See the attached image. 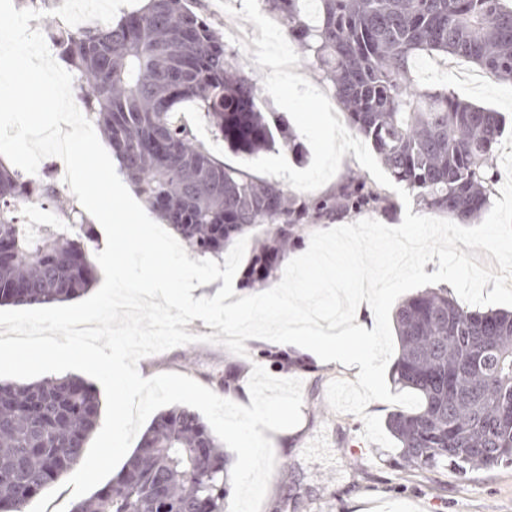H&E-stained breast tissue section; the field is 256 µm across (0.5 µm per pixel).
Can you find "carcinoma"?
Segmentation results:
<instances>
[{
    "label": "carcinoma",
    "instance_id": "1",
    "mask_svg": "<svg viewBox=\"0 0 512 512\" xmlns=\"http://www.w3.org/2000/svg\"><path fill=\"white\" fill-rule=\"evenodd\" d=\"M262 0L332 85L350 126L370 142L391 179L424 208L461 224L491 204L498 112L448 89L412 83L411 64L443 56L512 78V8L503 0ZM193 0H148L118 22L50 29L87 116L94 119L137 194L197 254L224 253L234 236L260 228L257 247L285 263L304 224L365 199L389 198L352 177L353 191L298 201L278 182L254 180L214 158L179 107L195 103L236 150L275 143L279 127L261 112L223 36ZM55 222L25 223L21 202ZM76 210L56 184L0 164V303L44 305L82 296L95 279L94 230L75 240L61 228ZM398 355L391 383L420 396L386 428L401 466L427 473L447 463L465 476L512 464V312L470 311L448 289H425L396 308ZM257 361L288 371V355ZM99 398L77 377L0 382V512L26 506L70 471L96 426ZM230 461L201 418L158 413L117 475L72 512H224Z\"/></svg>",
    "mask_w": 512,
    "mask_h": 512
}]
</instances>
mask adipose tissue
<instances>
[{
  "label": "adipose tissue",
  "instance_id": "adipose-tissue-1",
  "mask_svg": "<svg viewBox=\"0 0 512 512\" xmlns=\"http://www.w3.org/2000/svg\"><path fill=\"white\" fill-rule=\"evenodd\" d=\"M278 345L296 356H311L319 364L335 363L367 374L375 365L366 352V341L356 338L351 327L328 334L315 328L287 326L276 331ZM244 459L253 460L258 449L284 448L290 442L289 431L281 425V413L272 408L253 407L248 416L232 425Z\"/></svg>",
  "mask_w": 512,
  "mask_h": 512
}]
</instances>
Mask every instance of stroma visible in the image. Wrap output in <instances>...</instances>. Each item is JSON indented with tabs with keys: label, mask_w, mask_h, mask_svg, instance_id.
Returning a JSON list of instances; mask_svg holds the SVG:
<instances>
[{
	"label": "stroma",
	"mask_w": 512,
	"mask_h": 512,
	"mask_svg": "<svg viewBox=\"0 0 512 512\" xmlns=\"http://www.w3.org/2000/svg\"><path fill=\"white\" fill-rule=\"evenodd\" d=\"M232 9L224 11L216 0H197L196 9L208 17L224 35V42L235 51L242 73L255 84H262L268 71L235 42L234 30L242 20L236 10L242 0H229ZM443 59H418L413 79L421 88L454 91L460 98L489 107L504 115L506 131H512V81L478 73L468 79L450 75ZM421 213V206H413ZM401 199L392 207L368 205L358 210L337 212L309 224L297 253H304L311 233L373 218L385 225H399L406 211ZM197 342L146 356L138 363L142 377L162 373L189 376L219 391V379L228 368H235L234 401L248 404L285 402L295 412L287 425L295 434L287 448L275 449V469L270 478L261 512H512V465L493 470H474L459 476L443 466L426 476H418L399 466V449L387 450L366 441L364 424L356 415L334 412L327 402V387L336 379H350L349 371L330 364L311 365L288 372L253 355L275 349V342L246 340V355L231 353L219 344L200 342V335L211 328L196 319L188 325Z\"/></svg>",
	"instance_id": "35a3bbf8"
}]
</instances>
